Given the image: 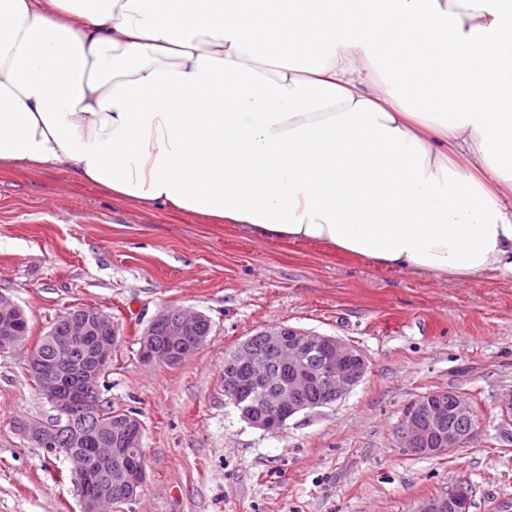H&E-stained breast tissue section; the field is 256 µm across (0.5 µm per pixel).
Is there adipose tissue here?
<instances>
[{"label":"adipose tissue","mask_w":512,"mask_h":512,"mask_svg":"<svg viewBox=\"0 0 512 512\" xmlns=\"http://www.w3.org/2000/svg\"><path fill=\"white\" fill-rule=\"evenodd\" d=\"M502 0H0V164L314 241L512 274Z\"/></svg>","instance_id":"ef3b65f1"}]
</instances>
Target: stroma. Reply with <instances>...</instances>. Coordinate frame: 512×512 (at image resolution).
<instances>
[{"label":"stroma","mask_w":512,"mask_h":512,"mask_svg":"<svg viewBox=\"0 0 512 512\" xmlns=\"http://www.w3.org/2000/svg\"><path fill=\"white\" fill-rule=\"evenodd\" d=\"M31 332L0 353V512H81L68 462L20 425L52 414L26 370L72 307L112 316L121 336L99 381L104 405L138 413L147 479L112 512H416L457 481L470 512H512V275L469 280L386 271L318 242L269 241L191 213L142 206L59 168L0 167V293ZM203 313L212 331L177 367L139 358L158 314ZM338 336L368 371L342 401L276 433L224 396V356L275 326ZM470 398L474 442L405 456L403 408L439 389Z\"/></svg>","instance_id":"1"}]
</instances>
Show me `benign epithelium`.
I'll use <instances>...</instances> for the list:
<instances>
[{
  "instance_id": "1",
  "label": "benign epithelium",
  "mask_w": 512,
  "mask_h": 512,
  "mask_svg": "<svg viewBox=\"0 0 512 512\" xmlns=\"http://www.w3.org/2000/svg\"><path fill=\"white\" fill-rule=\"evenodd\" d=\"M25 321V310L12 297L0 293V352L13 347L24 337L19 327ZM208 317L189 309L181 310V316L166 324V336L174 345L192 342L202 345L206 337L200 335ZM107 325L111 333L95 338L89 351V360L83 372L90 378L99 377L110 366L112 352L118 341L119 326L112 317L98 309L86 307L82 315L70 321L67 335L55 337L56 345L64 349L73 341L91 335L98 327ZM153 329L145 328L139 338V354L143 363L154 365L164 362V357L152 339ZM266 355L288 367V383L279 385L273 372L262 357L251 354L249 341H243L233 352L235 365L224 373V393L236 403L241 418L249 425L266 432H277L287 426V419L310 409L299 394L313 384L324 387L325 404H333L344 398L365 376L368 369L366 355L358 347L338 336H326L300 328L278 325L259 331ZM28 362L35 376L50 383L41 394L56 409L64 408L65 399L54 381L63 374L58 365L42 362L36 350H31ZM247 369L250 385L256 387L251 397L238 398L241 387L238 368ZM474 408L465 393L455 390L430 392L409 403L403 410L396 427L399 451L406 455L426 453L440 456L471 444L477 435V427L460 426L469 421ZM143 426L137 417L120 422V444L133 448L141 442ZM146 480V467L135 466L112 470L107 486L91 496L81 499V512H110L112 488L124 491L126 498L134 499ZM471 489L463 482L448 488V493L422 502L417 512H460L469 505Z\"/></svg>"
}]
</instances>
